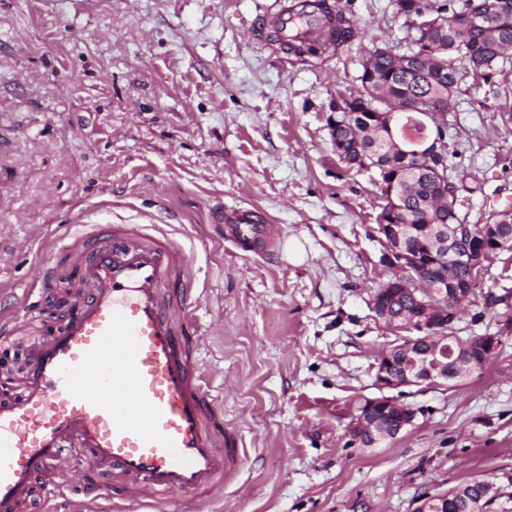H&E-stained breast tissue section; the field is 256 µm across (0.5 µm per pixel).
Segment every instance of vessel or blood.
<instances>
[{
	"instance_id": "b4317fda",
	"label": "vessel or blood",
	"mask_w": 512,
	"mask_h": 512,
	"mask_svg": "<svg viewBox=\"0 0 512 512\" xmlns=\"http://www.w3.org/2000/svg\"><path fill=\"white\" fill-rule=\"evenodd\" d=\"M304 0H276L253 35L292 31ZM233 244L264 253L272 225L259 213L217 215ZM61 250L72 258L83 295L67 324L27 351L18 393L0 400V512H19L38 477L42 501L78 492L72 512L105 495L138 512H184L224 491L241 464L199 359L207 339L191 302V264L167 237L134 224L87 221ZM78 439V450L67 448ZM116 481H99L102 473Z\"/></svg>"
}]
</instances>
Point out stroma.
I'll return each instance as SVG.
<instances>
[{
  "instance_id": "obj_1",
  "label": "stroma",
  "mask_w": 512,
  "mask_h": 512,
  "mask_svg": "<svg viewBox=\"0 0 512 512\" xmlns=\"http://www.w3.org/2000/svg\"><path fill=\"white\" fill-rule=\"evenodd\" d=\"M270 0H0V311L22 316L38 270L85 219L164 232L187 254L208 338L201 353L244 462L204 512H412L423 494L512 476V337L455 385L404 388L412 427L351 444L377 396L380 261L372 175L346 169L327 117L357 86V41L304 60L259 43ZM377 45L406 48L394 0H337ZM457 208L469 223L512 208V63L467 82L449 113ZM274 227L265 256L232 247L219 208ZM512 250L479 278L453 330L496 332L512 314ZM504 303L488 307V296ZM47 319L0 340L13 374Z\"/></svg>"
}]
</instances>
